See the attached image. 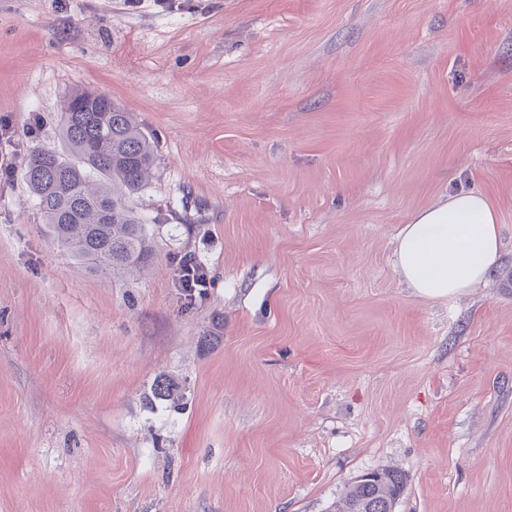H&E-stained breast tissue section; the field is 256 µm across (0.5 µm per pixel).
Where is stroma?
I'll return each instance as SVG.
<instances>
[{
  "label": "stroma",
  "mask_w": 512,
  "mask_h": 512,
  "mask_svg": "<svg viewBox=\"0 0 512 512\" xmlns=\"http://www.w3.org/2000/svg\"><path fill=\"white\" fill-rule=\"evenodd\" d=\"M77 86L154 142L146 272L25 184ZM0 122V512H329L387 466L394 512H512V0H0ZM467 190L499 262L415 295L396 234Z\"/></svg>",
  "instance_id": "obj_1"
}]
</instances>
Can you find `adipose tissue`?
<instances>
[{
	"label": "adipose tissue",
	"mask_w": 512,
	"mask_h": 512,
	"mask_svg": "<svg viewBox=\"0 0 512 512\" xmlns=\"http://www.w3.org/2000/svg\"><path fill=\"white\" fill-rule=\"evenodd\" d=\"M500 251L496 209L473 191L453 194L416 211L396 235L401 276L417 295L433 300L483 283Z\"/></svg>",
	"instance_id": "ef3b65f1"
}]
</instances>
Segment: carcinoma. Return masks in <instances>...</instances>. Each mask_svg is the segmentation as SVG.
I'll list each match as a JSON object with an SVG mask.
<instances>
[{
  "instance_id": "1",
  "label": "carcinoma",
  "mask_w": 512,
  "mask_h": 512,
  "mask_svg": "<svg viewBox=\"0 0 512 512\" xmlns=\"http://www.w3.org/2000/svg\"><path fill=\"white\" fill-rule=\"evenodd\" d=\"M62 153L35 148L25 181L59 247L90 272L124 275L151 263L152 248L141 217L128 204L148 183L155 166L151 137L126 111L101 92L77 87L59 113ZM153 395L176 403L165 377ZM405 482L394 467L365 473L336 501L335 512H393Z\"/></svg>"
}]
</instances>
